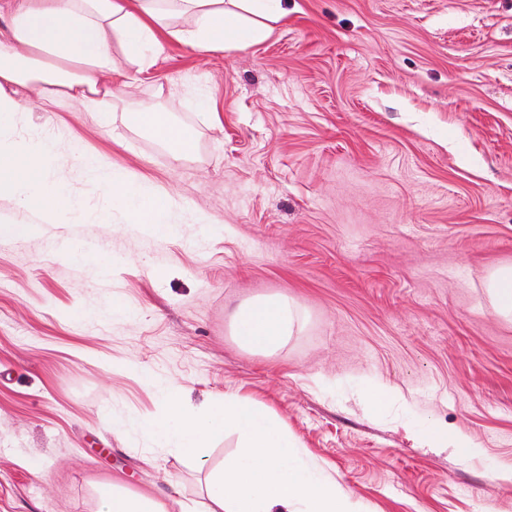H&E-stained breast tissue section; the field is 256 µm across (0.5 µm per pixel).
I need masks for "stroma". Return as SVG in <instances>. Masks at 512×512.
Wrapping results in <instances>:
<instances>
[{"label":"stroma","mask_w":512,"mask_h":512,"mask_svg":"<svg viewBox=\"0 0 512 512\" xmlns=\"http://www.w3.org/2000/svg\"><path fill=\"white\" fill-rule=\"evenodd\" d=\"M285 7L241 51L164 41L121 88L185 123L208 95L223 128L190 160L80 106L55 113L62 147L181 208L168 238L130 230L68 165L95 223L11 212L33 229L0 237V512H95L92 483L112 479L161 497L175 478L200 500L198 470L137 427L168 382L192 407L263 403L366 512H512V321L484 287L512 264V0ZM270 295L301 332L241 347L233 313Z\"/></svg>","instance_id":"stroma-1"}]
</instances>
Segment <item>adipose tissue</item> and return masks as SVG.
<instances>
[{"label":"adipose tissue","instance_id":"1","mask_svg":"<svg viewBox=\"0 0 512 512\" xmlns=\"http://www.w3.org/2000/svg\"><path fill=\"white\" fill-rule=\"evenodd\" d=\"M285 13L284 0H0V202L43 223H89L60 176L64 165L80 166L95 173L100 194L127 214L131 229L165 236L176 207L171 195L100 166L81 144L62 152L51 125L22 132L27 107L19 91L37 90L52 105L78 103L105 126L118 110L116 55L144 73L155 66L166 37L204 54L234 51L267 37ZM193 117L192 124L176 123L156 105L142 103L127 119L180 161L196 154L202 130L217 126L215 112L203 102L195 103ZM302 320L290 300L272 295L240 306L232 328L242 347L274 352L300 331ZM164 400V414L143 430L196 463L205 512H363L335 477L297 457L286 424L265 408L239 399L192 412L176 384L166 388ZM228 430L240 435L238 450L208 466L205 449ZM171 488L161 500L99 482L96 512H186L179 481Z\"/></svg>","mask_w":512,"mask_h":512}]
</instances>
